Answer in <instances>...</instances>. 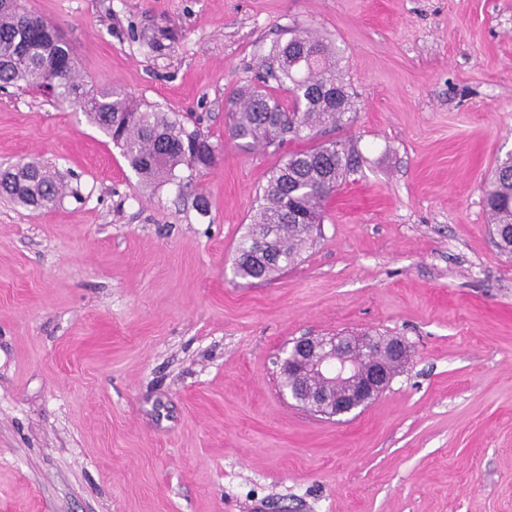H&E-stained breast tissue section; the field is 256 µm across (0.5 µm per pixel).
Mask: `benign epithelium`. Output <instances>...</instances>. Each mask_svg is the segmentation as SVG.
I'll use <instances>...</instances> for the list:
<instances>
[{
  "instance_id": "obj_1",
  "label": "benign epithelium",
  "mask_w": 512,
  "mask_h": 512,
  "mask_svg": "<svg viewBox=\"0 0 512 512\" xmlns=\"http://www.w3.org/2000/svg\"><path fill=\"white\" fill-rule=\"evenodd\" d=\"M375 337L304 336L284 350L280 374L309 389L301 403L333 418L374 400L408 364L411 351L391 337L373 349Z\"/></svg>"
}]
</instances>
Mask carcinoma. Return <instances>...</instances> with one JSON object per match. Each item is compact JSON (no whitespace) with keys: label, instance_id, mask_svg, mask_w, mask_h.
<instances>
[{"label":"carcinoma","instance_id":"obj_1","mask_svg":"<svg viewBox=\"0 0 512 512\" xmlns=\"http://www.w3.org/2000/svg\"><path fill=\"white\" fill-rule=\"evenodd\" d=\"M54 27L23 10L20 0H0V87L36 89L69 103L114 145L141 180L160 185L188 167H210L216 147L195 131L154 108L112 90L83 91L74 75V52L52 35ZM260 83L229 98V131L247 145L280 147L306 142L288 152L259 195L253 222L237 245L235 274L265 282L297 262L322 221L325 203L358 168L355 152L339 141L316 142L314 129L337 125L351 108L347 85L336 77V53L317 35L293 33L263 58ZM290 94L283 104L274 94ZM0 196L33 210L62 197L54 173L19 157L3 167ZM485 207L501 253L512 255V155L498 160L485 192Z\"/></svg>","mask_w":512,"mask_h":512}]
</instances>
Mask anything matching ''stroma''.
Wrapping results in <instances>:
<instances>
[{
    "label": "stroma",
    "instance_id": "1",
    "mask_svg": "<svg viewBox=\"0 0 512 512\" xmlns=\"http://www.w3.org/2000/svg\"><path fill=\"white\" fill-rule=\"evenodd\" d=\"M75 74L178 115L209 168L145 186L75 107L0 94V163L69 192L0 199V512H512V256L485 186L512 151V0H21ZM339 49L353 107L319 139L361 167L264 283L235 250L282 151L226 102L290 30ZM411 359L331 420L282 395L304 336ZM2 169L0 196L19 207L48 209L62 197V186L55 173L40 162L18 157Z\"/></svg>",
    "mask_w": 512,
    "mask_h": 512
}]
</instances>
